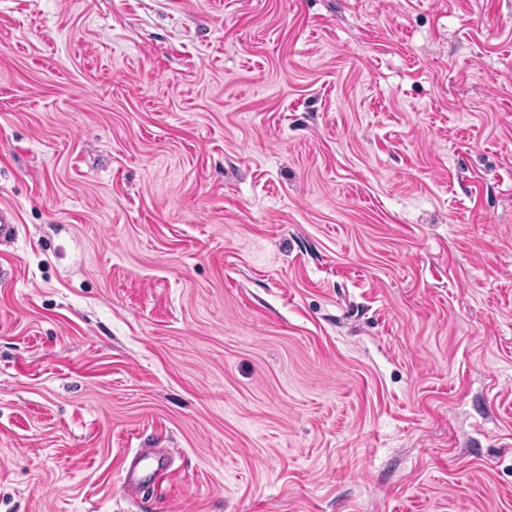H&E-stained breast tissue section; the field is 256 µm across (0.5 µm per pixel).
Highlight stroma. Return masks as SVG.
<instances>
[{
    "instance_id": "obj_1",
    "label": "stroma",
    "mask_w": 512,
    "mask_h": 512,
    "mask_svg": "<svg viewBox=\"0 0 512 512\" xmlns=\"http://www.w3.org/2000/svg\"><path fill=\"white\" fill-rule=\"evenodd\" d=\"M0 208V512H512V0H0ZM170 448H142L128 463L121 479V487L128 497H138L145 489L162 483L169 476ZM153 459L156 466L145 468L142 463Z\"/></svg>"
}]
</instances>
